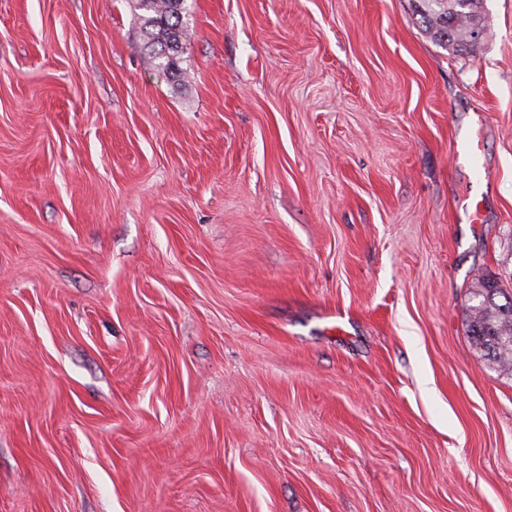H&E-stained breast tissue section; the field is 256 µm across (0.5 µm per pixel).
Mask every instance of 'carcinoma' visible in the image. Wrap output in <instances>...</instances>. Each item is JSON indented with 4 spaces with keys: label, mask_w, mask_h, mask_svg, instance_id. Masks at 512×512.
I'll return each instance as SVG.
<instances>
[{
    "label": "carcinoma",
    "mask_w": 512,
    "mask_h": 512,
    "mask_svg": "<svg viewBox=\"0 0 512 512\" xmlns=\"http://www.w3.org/2000/svg\"><path fill=\"white\" fill-rule=\"evenodd\" d=\"M456 0H413L414 12L435 41L464 46L472 41L469 27L484 25L482 0H467L466 9H455ZM147 39V62L159 77L180 70V45L187 29V0H136ZM504 302H497L498 297ZM469 336L484 352L490 365L512 374V296L491 278L477 281L472 292Z\"/></svg>",
    "instance_id": "1"
}]
</instances>
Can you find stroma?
I'll return each instance as SVG.
<instances>
[{"label":"stroma","mask_w":512,"mask_h":512,"mask_svg":"<svg viewBox=\"0 0 512 512\" xmlns=\"http://www.w3.org/2000/svg\"><path fill=\"white\" fill-rule=\"evenodd\" d=\"M188 3L0 0V512H512V0ZM187 0H136L147 39V62L158 77L180 70L181 41L187 29ZM414 12L420 17V22L440 44L448 43L456 46L468 45L473 39L469 36L472 24L480 25L484 30V14L482 0H467L463 11L455 9L456 0H413ZM500 296L504 303L496 301ZM472 299L477 303L469 309V336L493 368L512 375V296H506L498 281L482 278L473 288Z\"/></svg>","instance_id":"1"}]
</instances>
